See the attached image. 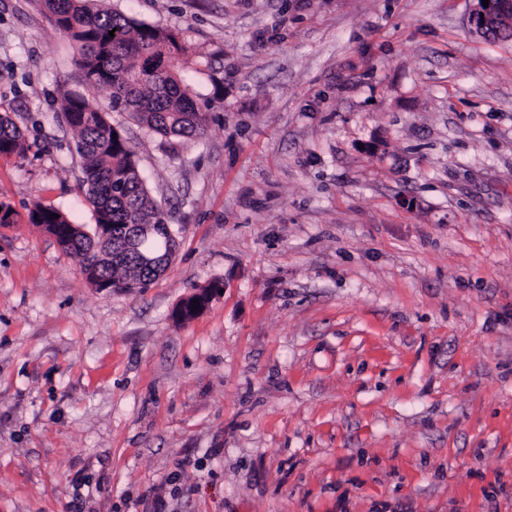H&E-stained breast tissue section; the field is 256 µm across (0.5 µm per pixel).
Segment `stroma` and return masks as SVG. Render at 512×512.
Segmentation results:
<instances>
[{"mask_svg":"<svg viewBox=\"0 0 512 512\" xmlns=\"http://www.w3.org/2000/svg\"><path fill=\"white\" fill-rule=\"evenodd\" d=\"M172 29L208 114L161 137L0 0V512H512V36L474 0H107ZM106 112L178 238L96 291L62 91ZM217 285L206 311L172 313ZM31 147L11 118L0 114V156H23Z\"/></svg>","mask_w":512,"mask_h":512,"instance_id":"1","label":"stroma"}]
</instances>
